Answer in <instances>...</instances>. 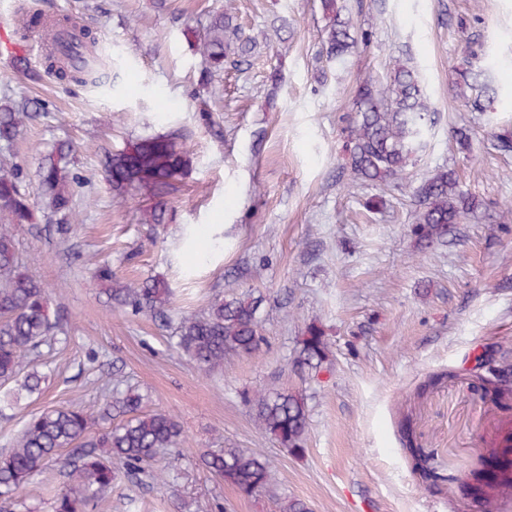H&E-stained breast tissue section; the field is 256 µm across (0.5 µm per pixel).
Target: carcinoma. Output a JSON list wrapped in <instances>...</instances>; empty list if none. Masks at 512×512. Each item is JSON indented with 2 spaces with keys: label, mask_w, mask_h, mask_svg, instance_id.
<instances>
[{
  "label": "carcinoma",
  "mask_w": 512,
  "mask_h": 512,
  "mask_svg": "<svg viewBox=\"0 0 512 512\" xmlns=\"http://www.w3.org/2000/svg\"><path fill=\"white\" fill-rule=\"evenodd\" d=\"M328 19L323 39L327 57L344 64L368 32H355L350 17L337 0H321ZM211 16L203 29H184L200 56L198 78L191 99L202 125L213 130L216 121L209 107L221 91L224 60L231 37L239 35L228 10ZM84 45L96 53L93 68L70 69L48 58L47 69L58 79L80 86L100 84L110 65L106 48L92 31L83 28ZM491 67L483 64L458 73V86L465 87V105L487 112L495 89L487 79ZM44 104L10 91L0 95V144L12 145L40 112ZM353 115L346 128L345 151L355 177L409 191L413 201L410 232L418 249H428L447 240L450 228L462 224L481 208L482 201L459 188L454 170L438 168L419 183L409 182L408 167L431 126L432 103L417 72L395 61L389 81L362 79L353 102ZM74 146L62 142L43 154L35 182L18 163L0 164V386L24 376L20 389L35 393L45 376L33 369L41 348L52 346L62 330L61 318L51 311L48 288L27 269L16 237L41 218L55 217L56 233L67 238L72 232L69 215L76 205V189L85 181L74 172ZM194 158L186 137L175 132L145 136L103 161V179L116 204L138 197L140 223L165 224L168 197L193 169ZM77 259L92 269L102 286L108 306L131 316L150 314L168 318L174 294L162 280L122 282L112 265L93 255ZM260 299L251 290L215 297L202 315H184L177 324L176 345L197 369L208 376L224 368L232 358H255L263 353L266 338L258 316ZM330 343L321 325L308 324L299 341L292 368L302 381L314 380L331 371ZM478 375L491 386L489 411L512 400V361L496 354L483 361ZM244 400L260 428L287 451L302 455L309 428L306 395L288 389L260 388L244 392ZM185 442L182 427L173 416L146 409V397L132 384L112 388V396L97 412L73 401L66 406H47L28 415L8 449L0 453V498L10 500L25 489L33 477L55 462L62 485L55 492V512H90L112 484L132 480L145 472L166 484L170 472L157 466L164 448ZM200 461L216 479L252 495L270 481L269 462L246 448H219L201 454Z\"/></svg>",
  "instance_id": "1"
}]
</instances>
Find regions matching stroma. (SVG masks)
<instances>
[{
    "mask_svg": "<svg viewBox=\"0 0 512 512\" xmlns=\"http://www.w3.org/2000/svg\"><path fill=\"white\" fill-rule=\"evenodd\" d=\"M223 5L0 0L1 20L23 8L48 23L72 18L112 58L111 85L91 91L60 82L41 55L28 58L35 82L0 64V91L48 105L12 148L0 147V161L31 174L40 149L68 139L94 191L78 201L68 240L46 221L19 235L31 273L55 291L68 342L50 354L40 392L0 411V448L46 404L98 410L118 374L149 392V409L174 416L187 442L159 455L169 484L122 481L96 512H278L289 496L313 512H481L487 499L512 512V407L485 413L475 369L476 356L512 345V224L498 221L512 202V153L482 135L489 120L512 132V0H345L372 41L340 67L326 57L320 0H235L233 23L256 46L224 67L213 133L188 97L199 60L183 29ZM466 45L493 64L491 114L458 95ZM397 58L415 67L435 109L413 179L455 169L461 188L486 204L425 251L410 233L408 195L355 179L342 151L357 78L385 77ZM276 68L274 91L267 77ZM462 125L477 135L468 157L452 137ZM176 130L194 170L169 202V223H140L135 206L114 204L102 163L141 135ZM377 196L384 207L367 209ZM80 252L109 260L120 280L166 281L193 314L215 295L253 289L264 297L266 353L202 375L174 349L172 326L105 305ZM313 321L334 366L305 383L291 359ZM259 387L306 391L304 455L255 422L241 394ZM228 445L266 458L270 484L245 496L207 476L200 454ZM60 482L57 471L40 475L13 512H53Z\"/></svg>",
    "mask_w": 512,
    "mask_h": 512,
    "instance_id": "stroma-1",
    "label": "stroma"
}]
</instances>
